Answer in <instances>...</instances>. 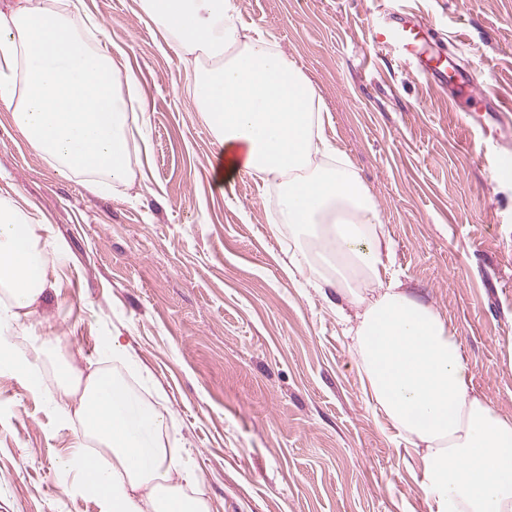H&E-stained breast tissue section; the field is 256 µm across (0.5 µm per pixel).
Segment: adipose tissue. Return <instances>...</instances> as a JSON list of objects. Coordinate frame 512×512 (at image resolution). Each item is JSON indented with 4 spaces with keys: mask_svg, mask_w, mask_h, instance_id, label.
<instances>
[{
    "mask_svg": "<svg viewBox=\"0 0 512 512\" xmlns=\"http://www.w3.org/2000/svg\"><path fill=\"white\" fill-rule=\"evenodd\" d=\"M143 12L194 53L192 93L221 146L217 178L247 174L274 186L275 221L301 247L288 278L310 272L356 309L351 349L364 393L423 465L420 488L436 512H512V418L471 390L470 367L446 320L388 273L390 254L373 196L346 156L323 136L322 97L260 27L244 26L236 0H141ZM103 26L54 0H18L0 13V110L64 176L102 191L132 174L130 112L149 122V103L116 92L114 63L95 45ZM0 201V324L20 326L51 283L63 249ZM51 364L74 397L82 443L77 467L107 512H211L192 476L166 447L167 417L136 402L118 377L90 372L76 385L55 349L17 353L0 340V369L40 384Z\"/></svg>",
    "mask_w": 512,
    "mask_h": 512,
    "instance_id": "obj_1",
    "label": "adipose tissue"
}]
</instances>
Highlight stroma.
I'll return each mask as SVG.
<instances>
[{
	"label": "stroma",
	"instance_id": "stroma-1",
	"mask_svg": "<svg viewBox=\"0 0 512 512\" xmlns=\"http://www.w3.org/2000/svg\"><path fill=\"white\" fill-rule=\"evenodd\" d=\"M101 49L150 103L148 145L108 193L62 177L0 111V198L66 245L50 269L26 351L59 337L75 370L121 375L170 413L163 439L199 476L211 512H431L422 462L367 401L336 307L283 262L273 188L242 176L221 190L220 147L192 94L189 54L140 0H83ZM319 89L325 137L372 194L403 288L448 322L471 386L512 417V180L496 161L512 137V0H236ZM410 12L432 50L474 70L477 88L436 86L373 50L367 21ZM121 333L128 368L104 357ZM52 366L34 388L0 372V512H105L60 468L80 428Z\"/></svg>",
	"mask_w": 512,
	"mask_h": 512
}]
</instances>
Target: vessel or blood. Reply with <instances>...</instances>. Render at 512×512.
<instances>
[{
    "label": "vessel or blood",
    "instance_id": "obj_1",
    "mask_svg": "<svg viewBox=\"0 0 512 512\" xmlns=\"http://www.w3.org/2000/svg\"><path fill=\"white\" fill-rule=\"evenodd\" d=\"M427 33L425 26L406 13H393L369 24L373 48L391 53L400 61L419 64L422 73L438 84L448 75V60L440 55L424 56Z\"/></svg>",
    "mask_w": 512,
    "mask_h": 512
}]
</instances>
